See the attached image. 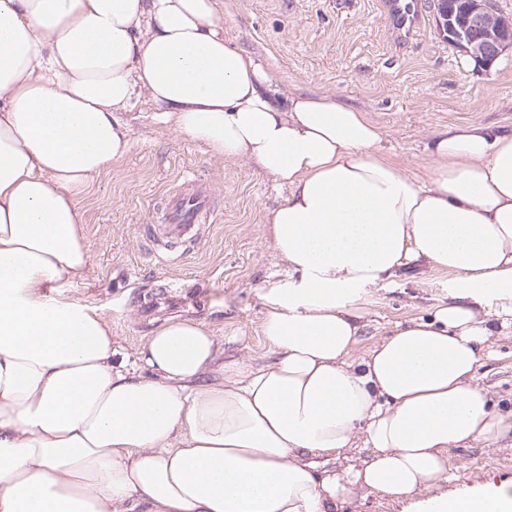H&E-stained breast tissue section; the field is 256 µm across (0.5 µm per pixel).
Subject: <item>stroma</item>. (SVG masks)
I'll return each instance as SVG.
<instances>
[{
	"label": "stroma",
	"mask_w": 512,
	"mask_h": 512,
	"mask_svg": "<svg viewBox=\"0 0 512 512\" xmlns=\"http://www.w3.org/2000/svg\"><path fill=\"white\" fill-rule=\"evenodd\" d=\"M421 23L398 36L383 0H223L219 21L239 48L265 63L280 95L332 94L364 110L385 132L389 158L418 173L432 132L471 123L512 131V51L480 67L448 44L434 22L433 0H417ZM120 116L133 128L126 156L80 201L87 278L65 294L95 309L112 330L116 364H132L164 320L206 323L225 338V358L271 363L261 333L262 293L283 280L266 237L265 215L287 188L250 165L212 157L162 123L146 99ZM189 171L208 178L214 220L193 240L155 241L146 226L165 194ZM453 275L416 268L368 288L361 348L397 322L426 317L447 302ZM479 383L512 409V335L493 339ZM448 480L434 495L455 496L512 482V447L458 448ZM335 512H414L412 499L355 491Z\"/></svg>",
	"instance_id": "stroma-1"
}]
</instances>
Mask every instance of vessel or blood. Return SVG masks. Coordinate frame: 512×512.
Returning <instances> with one entry per match:
<instances>
[{
  "mask_svg": "<svg viewBox=\"0 0 512 512\" xmlns=\"http://www.w3.org/2000/svg\"><path fill=\"white\" fill-rule=\"evenodd\" d=\"M390 14L397 18L400 31H410L417 24L419 14L413 0H385ZM214 214L211 191L194 174H186L182 191L169 195L161 212L156 213L165 237L179 239L194 225L208 223Z\"/></svg>",
  "mask_w": 512,
  "mask_h": 512,
  "instance_id": "b4317fda",
  "label": "vessel or blood"
}]
</instances>
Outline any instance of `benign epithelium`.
Wrapping results in <instances>:
<instances>
[{"label": "benign epithelium", "instance_id": "obj_1", "mask_svg": "<svg viewBox=\"0 0 512 512\" xmlns=\"http://www.w3.org/2000/svg\"><path fill=\"white\" fill-rule=\"evenodd\" d=\"M466 4L465 19L455 24L447 0H437V30L458 51L490 63L512 48V22L501 21L495 0H466Z\"/></svg>", "mask_w": 512, "mask_h": 512}]
</instances>
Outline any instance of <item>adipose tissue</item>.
Instances as JSON below:
<instances>
[{
	"label": "adipose tissue",
	"mask_w": 512,
	"mask_h": 512,
	"mask_svg": "<svg viewBox=\"0 0 512 512\" xmlns=\"http://www.w3.org/2000/svg\"><path fill=\"white\" fill-rule=\"evenodd\" d=\"M221 4L0 0V512H334L357 487L512 512V484L429 493L450 449L512 441V411L475 381L512 332V133H433L409 173L360 109L277 98ZM140 96L289 188L265 219L287 272L263 295L271 364L224 360L203 322L171 318L139 351L149 376L117 369L111 329L63 293L90 269L79 201L128 152L119 113ZM416 263L455 274L451 301L358 353L361 295ZM360 437L362 467L316 475Z\"/></svg>",
	"instance_id": "1"
}]
</instances>
